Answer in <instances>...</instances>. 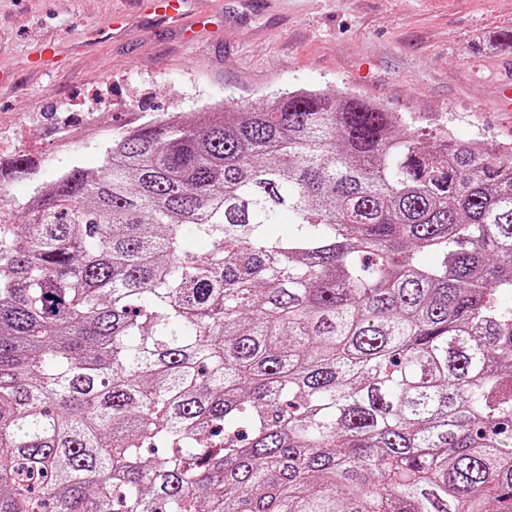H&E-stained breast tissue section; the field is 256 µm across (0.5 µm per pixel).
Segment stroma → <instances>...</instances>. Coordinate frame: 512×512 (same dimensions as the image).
<instances>
[{
    "instance_id": "1",
    "label": "stroma",
    "mask_w": 512,
    "mask_h": 512,
    "mask_svg": "<svg viewBox=\"0 0 512 512\" xmlns=\"http://www.w3.org/2000/svg\"><path fill=\"white\" fill-rule=\"evenodd\" d=\"M166 26L139 0H0V163L29 155L32 184L96 169L113 129L297 88L351 92L432 142L512 144V0H193ZM124 17L110 32L112 15Z\"/></svg>"
}]
</instances>
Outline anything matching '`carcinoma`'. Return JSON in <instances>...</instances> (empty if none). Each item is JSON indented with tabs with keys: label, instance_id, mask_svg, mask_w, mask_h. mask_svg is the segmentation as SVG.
<instances>
[{
	"label": "carcinoma",
	"instance_id": "cac0c4a2",
	"mask_svg": "<svg viewBox=\"0 0 512 512\" xmlns=\"http://www.w3.org/2000/svg\"><path fill=\"white\" fill-rule=\"evenodd\" d=\"M99 149L0 217V512H512V146L296 89Z\"/></svg>",
	"mask_w": 512,
	"mask_h": 512
}]
</instances>
